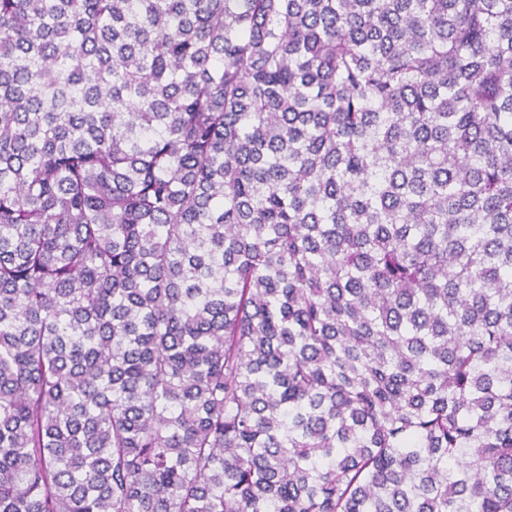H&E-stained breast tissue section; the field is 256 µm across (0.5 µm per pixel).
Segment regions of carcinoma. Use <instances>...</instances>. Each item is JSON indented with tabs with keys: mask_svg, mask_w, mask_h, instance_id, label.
<instances>
[{
	"mask_svg": "<svg viewBox=\"0 0 512 512\" xmlns=\"http://www.w3.org/2000/svg\"><path fill=\"white\" fill-rule=\"evenodd\" d=\"M0 512H512V0H0Z\"/></svg>",
	"mask_w": 512,
	"mask_h": 512,
	"instance_id": "1",
	"label": "carcinoma"
}]
</instances>
